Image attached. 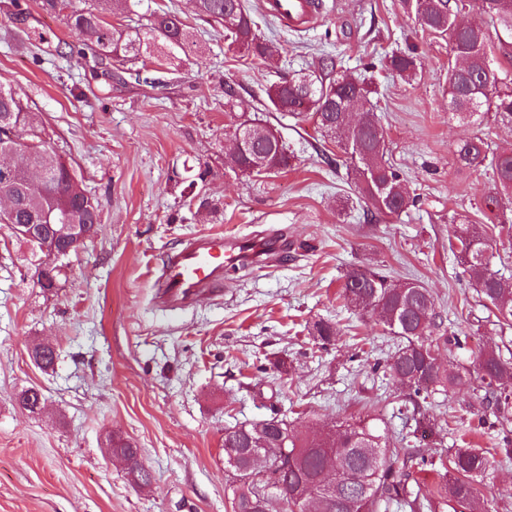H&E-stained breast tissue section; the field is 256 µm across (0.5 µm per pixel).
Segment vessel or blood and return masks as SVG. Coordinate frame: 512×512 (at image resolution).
I'll return each mask as SVG.
<instances>
[{
    "mask_svg": "<svg viewBox=\"0 0 512 512\" xmlns=\"http://www.w3.org/2000/svg\"><path fill=\"white\" fill-rule=\"evenodd\" d=\"M260 5L263 13L296 30L313 25L322 10V0H261ZM243 248L255 258L268 255L278 250L279 238L273 232L259 238L219 234L188 241L161 267L158 281L165 301L183 306L203 291L221 289L225 262L233 261L235 250Z\"/></svg>",
    "mask_w": 512,
    "mask_h": 512,
    "instance_id": "vessel-or-blood-1",
    "label": "vessel or blood"
}]
</instances>
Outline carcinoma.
<instances>
[{
  "label": "carcinoma",
  "mask_w": 512,
  "mask_h": 512,
  "mask_svg": "<svg viewBox=\"0 0 512 512\" xmlns=\"http://www.w3.org/2000/svg\"><path fill=\"white\" fill-rule=\"evenodd\" d=\"M131 0H41L50 13L67 11L66 21L81 48L99 60L123 62L145 52L139 33L111 25L107 14ZM198 16L224 28V38L249 56L263 59L281 53V47L258 34L255 20L242 0H194ZM420 27L447 35L460 59L457 72L448 75L449 109L462 122L481 125L492 112L512 123V87L497 89L498 75L487 49L492 39L501 47L512 44V0H480L488 23L457 24L449 0H401ZM154 40L165 48L184 49L187 33L172 12L150 18ZM385 67L412 80L420 62L410 54L386 57ZM374 93L370 79L350 71L336 70L335 58L325 55L317 68L285 79L267 92L269 106L277 112L311 117L323 138L336 139L351 160L350 175L357 192L374 214H398L413 202L400 174L386 158L387 148L375 113L367 108ZM233 132L224 140V153L231 169L243 174L262 166L280 171L292 166L293 155L267 125L252 119L231 122ZM42 120L10 88L0 85V151L27 150L24 164L7 179L0 177V194L17 197L14 223L29 224L43 217L69 221L93 220L98 202H90L72 166L41 144ZM458 166L478 170L489 161L491 175L486 207L498 206L502 197L512 199V147L498 149L476 134L461 141L455 150ZM458 259L478 296L503 308L497 309L499 325L512 326V283L491 270L494 255L486 230L454 214ZM345 305L358 312L377 311L396 339L385 372L406 391L405 410L411 411L414 428L400 450L389 447L378 427L366 420L345 422L336 428L309 426L297 430L279 410L255 423L224 429V476L231 491V512H270L272 499L282 501L283 512H380L396 501L410 512L432 509L435 500L451 497L469 509L477 499L478 477L490 466V451L470 443L427 468L419 442L433 420L423 413V404L436 394H445L457 381L440 362V350L448 347L432 293L421 284L401 288L371 268L348 271L340 291ZM35 363L47 371L54 367V349L38 346ZM476 379L477 396L485 411L509 421L512 409V362L504 359L498 345L481 349ZM40 389L23 392L21 405L30 412L41 408ZM112 454L130 462L126 475L141 487L152 483L149 467L139 460V450L128 440L112 439Z\"/></svg>",
  "instance_id": "obj_1"
}]
</instances>
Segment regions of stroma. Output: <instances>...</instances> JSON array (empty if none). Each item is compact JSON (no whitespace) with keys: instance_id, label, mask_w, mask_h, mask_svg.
Returning a JSON list of instances; mask_svg holds the SVG:
<instances>
[{"instance_id":"35a3bbf8","label":"stroma","mask_w":512,"mask_h":512,"mask_svg":"<svg viewBox=\"0 0 512 512\" xmlns=\"http://www.w3.org/2000/svg\"><path fill=\"white\" fill-rule=\"evenodd\" d=\"M325 4L318 24L293 30L265 16L259 0H244L259 34L282 48L263 61L228 50L223 30L192 0H138L109 22L146 39L151 15L173 11L190 47L107 66L74 54L63 16L38 0H0V84L41 115L50 148L72 163L100 209L96 234L59 260L49 293L34 277L42 254L0 223V512H231L224 429L263 418L269 399L299 427L377 419L399 447L403 391L383 374L394 341L375 313L350 311L339 296L354 268L376 265L431 291L444 328L459 338L441 353L451 370L475 369L488 345L512 350V329L500 330L493 305L478 297L448 222L459 213L486 225L492 265L512 281V203L489 212L484 177L458 168L454 156L475 133L512 145V126L452 117L449 39L422 30L400 0ZM395 52L417 57L420 78L378 67ZM327 53L358 73L375 66L371 104L387 158L416 198L404 212L365 219L335 144L313 121L264 108L272 83L308 72ZM142 69L154 82L136 80ZM235 114L271 125L294 151L293 167L232 172L224 134ZM265 231L284 240L266 266L228 273L222 292L184 307L162 302L152 273L189 239ZM320 319L339 328L325 344L308 333ZM40 344L57 350L51 370L32 358ZM280 358L289 372L276 368ZM476 385L468 378L428 399L436 427L421 446L427 459L458 447L451 418L471 431L473 447L512 439V421L474 435ZM30 387L44 394L40 412L18 403ZM114 435L137 445L151 487L128 481L108 451ZM478 487L484 512H512V457L497 455Z\"/></svg>"}]
</instances>
